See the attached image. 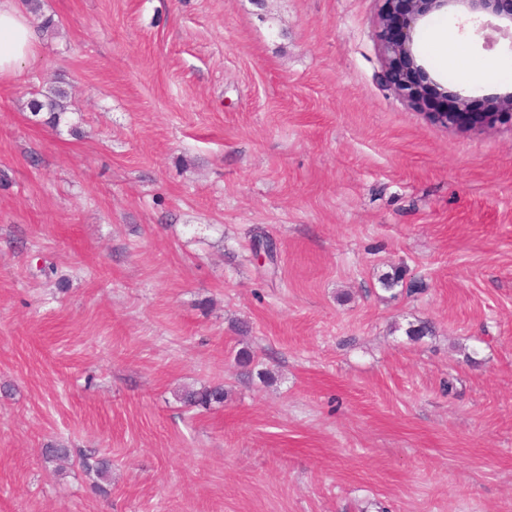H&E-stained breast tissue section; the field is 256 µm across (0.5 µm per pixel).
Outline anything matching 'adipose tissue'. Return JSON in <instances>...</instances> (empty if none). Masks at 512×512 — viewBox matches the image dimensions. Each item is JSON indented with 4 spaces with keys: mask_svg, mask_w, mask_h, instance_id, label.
<instances>
[{
    "mask_svg": "<svg viewBox=\"0 0 512 512\" xmlns=\"http://www.w3.org/2000/svg\"><path fill=\"white\" fill-rule=\"evenodd\" d=\"M40 36L13 0H0V78L16 76L34 57Z\"/></svg>",
    "mask_w": 512,
    "mask_h": 512,
    "instance_id": "obj_1",
    "label": "adipose tissue"
}]
</instances>
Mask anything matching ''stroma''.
Listing matches in <instances>:
<instances>
[{
    "instance_id": "35a3bbf8",
    "label": "stroma",
    "mask_w": 512,
    "mask_h": 512,
    "mask_svg": "<svg viewBox=\"0 0 512 512\" xmlns=\"http://www.w3.org/2000/svg\"><path fill=\"white\" fill-rule=\"evenodd\" d=\"M15 4L41 41L0 79V512H512V122L395 95L378 0ZM447 20L429 92H512L430 61ZM44 97L45 100L43 101L35 100L33 102L35 113L46 109L49 114L48 123H56L64 110V101L67 98V94L62 90H53L44 95ZM224 388L221 386L204 387L185 394V402L191 406L210 407L214 403H223Z\"/></svg>"
}]
</instances>
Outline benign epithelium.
<instances>
[{
	"mask_svg": "<svg viewBox=\"0 0 512 512\" xmlns=\"http://www.w3.org/2000/svg\"><path fill=\"white\" fill-rule=\"evenodd\" d=\"M379 43L385 62L390 88L412 105L426 104V87L419 80L414 46L420 22L434 11L448 10L465 19L479 23L476 33L483 36L485 45L493 43L486 33L490 29L512 36V0H378ZM474 101L461 94L441 100L436 113L455 123L467 122Z\"/></svg>",
	"mask_w": 512,
	"mask_h": 512,
	"instance_id": "benign-epithelium-1",
	"label": "benign epithelium"
}]
</instances>
